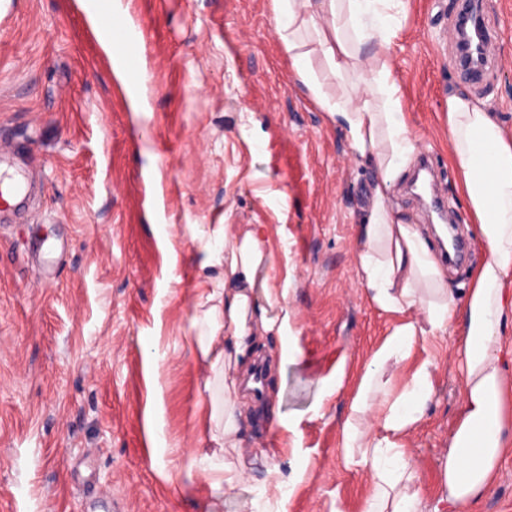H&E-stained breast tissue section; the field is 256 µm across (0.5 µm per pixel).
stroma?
<instances>
[{"mask_svg":"<svg viewBox=\"0 0 512 512\" xmlns=\"http://www.w3.org/2000/svg\"><path fill=\"white\" fill-rule=\"evenodd\" d=\"M454 0H403L389 60L420 153L438 166L463 264L441 257L425 204L395 202L424 226L446 284L461 291L485 260L449 160L448 97L486 101L512 133V0H493L486 84L452 68ZM141 39L145 109L88 29L77 0H0V140L29 160L34 191L0 215V512H264L257 474L304 461L286 512H364V472L341 425L371 355L399 323L357 276L356 237L372 179L343 134L291 79L271 0H120ZM265 228L288 340L270 339L264 397L249 398L252 474L212 490L223 463L205 447L213 373L194 347L196 296L212 231ZM460 319L420 337L397 369H438L409 436L423 505L464 410ZM345 387L325 397L337 368ZM468 512H512V449Z\"/></svg>","mask_w":512,"mask_h":512,"instance_id":"35a3bbf8","label":"stroma"}]
</instances>
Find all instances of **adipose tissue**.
Masks as SVG:
<instances>
[{"label":"adipose tissue","mask_w":512,"mask_h":512,"mask_svg":"<svg viewBox=\"0 0 512 512\" xmlns=\"http://www.w3.org/2000/svg\"><path fill=\"white\" fill-rule=\"evenodd\" d=\"M401 0H272L274 19L293 80L309 91L328 121L340 128L354 155L371 167L356 240L358 276L370 301L405 315L372 356L343 427L349 463L364 469L371 492L365 512H423L417 474L407 463L406 440L424 416L433 391L435 364L422 362L401 391L378 386L388 366L406 360L418 337L445 332L462 317L457 348L464 362L465 403L461 423L441 462L443 493L430 512H463L491 485L504 451L508 385L496 344L512 313L506 294L512 283V135L469 95L448 98L450 162L466 196L487 255L470 274L463 295L444 288L425 238L405 221L392 193L417 144L407 131L399 88L383 51L398 24ZM380 50L364 56L362 47ZM312 50H305V43ZM336 77L328 93L317 66ZM222 274L199 289L195 344L218 381L211 401L209 439L222 448H241L252 415L239 399L240 375L259 343L284 336L288 317L268 286L269 254L261 225L246 226L212 258Z\"/></svg>","instance_id":"adipose-tissue-1"}]
</instances>
